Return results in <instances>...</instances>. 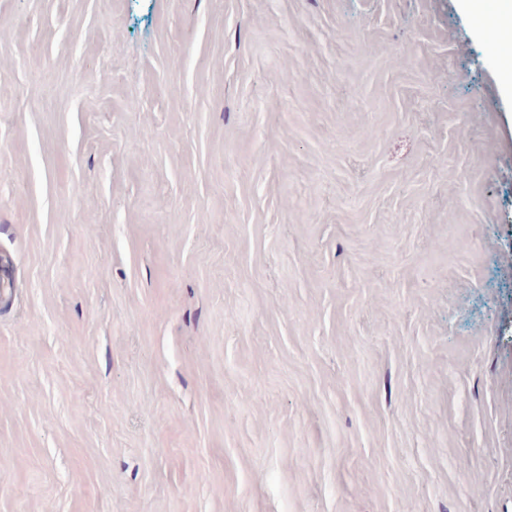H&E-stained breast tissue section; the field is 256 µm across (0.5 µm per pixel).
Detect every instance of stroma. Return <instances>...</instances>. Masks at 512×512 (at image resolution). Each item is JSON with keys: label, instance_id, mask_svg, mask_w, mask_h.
Instances as JSON below:
<instances>
[{"label": "stroma", "instance_id": "stroma-1", "mask_svg": "<svg viewBox=\"0 0 512 512\" xmlns=\"http://www.w3.org/2000/svg\"><path fill=\"white\" fill-rule=\"evenodd\" d=\"M492 0H0V512H512Z\"/></svg>", "mask_w": 512, "mask_h": 512}]
</instances>
